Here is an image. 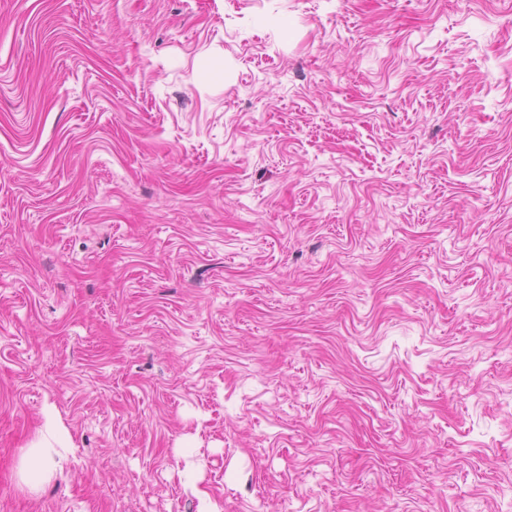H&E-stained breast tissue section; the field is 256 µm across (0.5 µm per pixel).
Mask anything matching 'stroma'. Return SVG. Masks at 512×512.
I'll return each mask as SVG.
<instances>
[{"instance_id":"stroma-1","label":"stroma","mask_w":512,"mask_h":512,"mask_svg":"<svg viewBox=\"0 0 512 512\" xmlns=\"http://www.w3.org/2000/svg\"><path fill=\"white\" fill-rule=\"evenodd\" d=\"M198 488L512 512V0H0V512ZM63 440L61 430L54 425L51 417H47L39 446L30 450L29 467L32 479L47 475L57 464V459L62 458L61 451L53 448V446L56 444L61 449L66 448Z\"/></svg>"}]
</instances>
